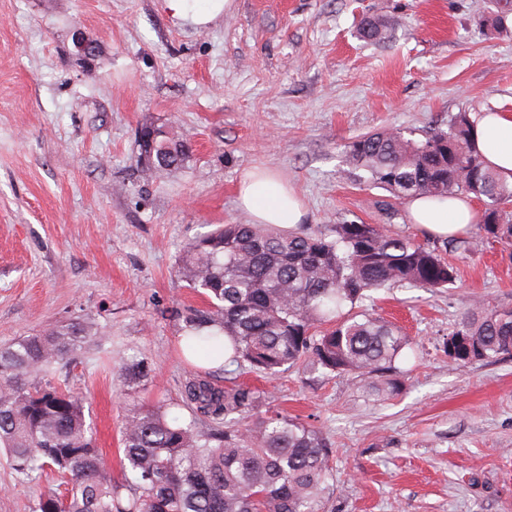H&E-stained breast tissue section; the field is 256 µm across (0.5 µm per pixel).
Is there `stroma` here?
<instances>
[{
    "instance_id": "1",
    "label": "stroma",
    "mask_w": 512,
    "mask_h": 512,
    "mask_svg": "<svg viewBox=\"0 0 512 512\" xmlns=\"http://www.w3.org/2000/svg\"><path fill=\"white\" fill-rule=\"evenodd\" d=\"M493 0H234L204 26L166 0H0V346L72 320L108 339L61 363L55 383L87 394L105 460L118 465L123 399L113 368L151 360L129 386L144 405L180 406L189 361L186 307L204 308L177 267L216 224H243L245 172L265 168L302 196L303 232L355 221L435 239L391 195L348 172L346 142L385 129L422 136L460 112L512 113V37L479 24ZM390 24L363 40L362 17ZM82 30L99 47L73 54ZM174 127L192 147L176 171L143 178L138 132ZM457 278L405 285L362 306L418 345L404 387L378 400L361 377L249 367L219 385L262 391L261 408L320 429L334 456L333 512H512V357L465 367L446 340L482 302L512 308V246L448 253ZM34 492L0 452V512H31Z\"/></svg>"
}]
</instances>
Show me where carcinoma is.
Wrapping results in <instances>:
<instances>
[{"label":"carcinoma","instance_id":"carcinoma-1","mask_svg":"<svg viewBox=\"0 0 512 512\" xmlns=\"http://www.w3.org/2000/svg\"><path fill=\"white\" fill-rule=\"evenodd\" d=\"M512 10L484 19L512 36ZM360 36L385 38L383 21L366 17ZM153 155L140 144L146 170L177 169L190 146L158 128ZM344 161L399 201L417 196L484 202L476 226L512 243V182L491 170L473 141V121L459 112L445 129L423 138L401 129L348 143ZM481 237L448 238L443 246L415 243L385 224H338L332 235L284 233L272 224H220L186 248L179 265L205 309H188L184 349L207 357L230 351L224 364L249 365L270 376L304 362L326 373L357 374L379 399L402 387L396 362L411 348L394 324L353 312L371 291L396 283L435 291L455 280L442 256L477 250ZM91 338L81 321L54 325L0 347V447L26 484L39 485L49 466L67 477L66 495L39 492L32 512H326L332 450L323 433L286 415L258 416L242 432L239 418L258 408L260 393L221 387L214 374L186 378L179 423L164 403L126 401L123 458L113 478L87 421L86 397L54 382L58 364L74 359ZM448 359L467 366L512 356V308L475 304L448 334Z\"/></svg>","mask_w":512,"mask_h":512}]
</instances>
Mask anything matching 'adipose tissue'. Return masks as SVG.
<instances>
[{
	"instance_id": "obj_1",
	"label": "adipose tissue",
	"mask_w": 512,
	"mask_h": 512,
	"mask_svg": "<svg viewBox=\"0 0 512 512\" xmlns=\"http://www.w3.org/2000/svg\"><path fill=\"white\" fill-rule=\"evenodd\" d=\"M474 140L487 165L512 181V114L485 112L474 126ZM237 206L255 224L293 229L304 221L300 197L285 181L266 169L247 172L239 183ZM410 221L428 235L446 238L464 234L477 220L475 203L467 197H415L408 203Z\"/></svg>"
}]
</instances>
